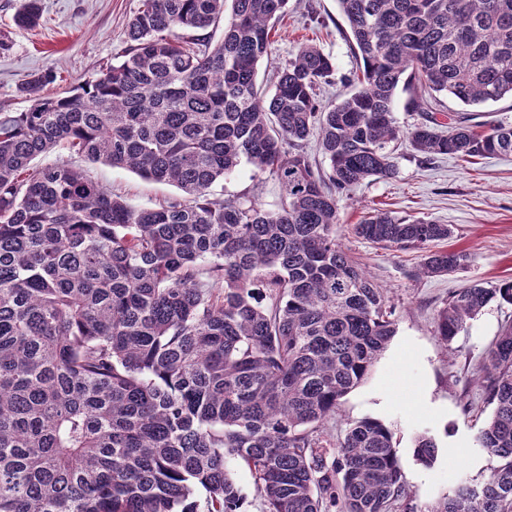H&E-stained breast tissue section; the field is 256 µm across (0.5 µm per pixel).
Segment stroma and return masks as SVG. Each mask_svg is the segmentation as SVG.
Segmentation results:
<instances>
[{"mask_svg": "<svg viewBox=\"0 0 512 512\" xmlns=\"http://www.w3.org/2000/svg\"><path fill=\"white\" fill-rule=\"evenodd\" d=\"M22 0H0V110L28 107L18 91L30 75L55 69L52 92L82 84L110 63L127 45V23L140 0H42L38 27L21 30L13 16ZM346 24L336 0H289L257 80L266 84L277 67L287 64L298 44L312 43L329 53L336 71L322 86L323 103L350 93L357 63L342 31ZM397 174L353 187L338 202L336 238L383 288L394 309L396 334L367 378L341 401L329 424L343 436L354 422L370 418L392 432L409 512H433L461 483L485 480L497 464L480 447L477 436L493 414L481 387L477 367L502 325L512 320V305L491 302L451 344L436 334V315L448 296L479 284L492 288L512 280V155L467 162L453 155L425 159L407 138L395 143ZM88 171L134 208H149L179 197L171 185L143 180L130 171L88 164ZM217 199L251 200L264 209H280L285 190L271 174L255 173L242 164L231 177L216 182ZM373 210L451 225L444 249L466 251V269L423 277L422 256L414 249H384L353 235L351 226ZM435 438L436 461L423 465L414 455L420 434Z\"/></svg>", "mask_w": 512, "mask_h": 512, "instance_id": "stroma-1", "label": "stroma"}]
</instances>
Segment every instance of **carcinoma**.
<instances>
[{
  "instance_id": "obj_1",
  "label": "carcinoma",
  "mask_w": 512,
  "mask_h": 512,
  "mask_svg": "<svg viewBox=\"0 0 512 512\" xmlns=\"http://www.w3.org/2000/svg\"><path fill=\"white\" fill-rule=\"evenodd\" d=\"M16 22L39 26L40 0ZM289 0H141L121 60L57 96L54 70L0 112V512H248L227 468L254 478L259 512H392L408 491L392 434L365 419L328 439L341 399L396 334L392 306L336 241L338 198L392 178L398 88L465 106L512 98V0H337L362 61L337 104L336 65L299 46L267 95L257 66ZM224 22L221 40L202 31ZM427 110L406 135L429 158L512 154V124ZM328 169L304 149L311 135ZM175 185L185 198L135 209L67 160ZM269 172L276 212L216 200L241 163ZM353 234L424 252L419 274L463 270L437 250L448 224L375 210ZM512 281L453 292L436 318L451 343ZM499 464L432 512H512V321L482 359ZM431 465L438 446L417 437Z\"/></svg>"
}]
</instances>
